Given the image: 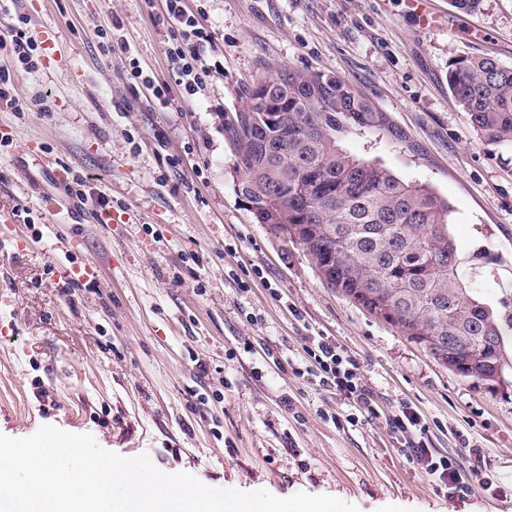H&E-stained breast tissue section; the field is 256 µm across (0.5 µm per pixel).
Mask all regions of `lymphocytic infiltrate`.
<instances>
[{"mask_svg": "<svg viewBox=\"0 0 512 512\" xmlns=\"http://www.w3.org/2000/svg\"><path fill=\"white\" fill-rule=\"evenodd\" d=\"M164 4L170 21L166 47L169 79L158 84L151 81L146 84L151 92V102L161 111L169 107L171 91H178L183 99H194L204 91L209 74L224 69L223 62L210 63L206 60L212 34L201 22L199 14L187 7L186 0H164ZM28 24L27 16H16L6 36L0 38V50L8 51L24 69L32 70L38 65L41 46L30 35ZM306 354L305 361L295 367V375L334 389L337 395L347 399L352 411L346 415V423L367 425L376 419L373 392L356 362L340 346L318 336L312 338ZM385 424L398 444V454L414 468L423 471L443 497L465 499L499 491L500 485L496 480L473 479L462 468L460 457L443 455L429 448V425L408 402H399L394 412L386 417Z\"/></svg>", "mask_w": 512, "mask_h": 512, "instance_id": "obj_1", "label": "lymphocytic infiltrate"}]
</instances>
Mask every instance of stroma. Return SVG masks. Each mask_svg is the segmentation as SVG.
<instances>
[{
	"label": "stroma",
	"mask_w": 512,
	"mask_h": 512,
	"mask_svg": "<svg viewBox=\"0 0 512 512\" xmlns=\"http://www.w3.org/2000/svg\"><path fill=\"white\" fill-rule=\"evenodd\" d=\"M187 5L204 9L224 70L161 112L130 66L168 80L163 0H0V33L24 14L49 45L37 70L15 72L21 111L0 109V433L50 424L213 488L330 495L359 512H512V367L506 386H475L328 287L302 247L256 223L227 129L268 75L340 78L406 134L412 150L386 146L383 161L448 199L465 280L512 311V150L473 129L447 83L464 54L512 66V0L472 15L432 0L427 30L405 0ZM113 27L125 51L102 50ZM76 177L88 201L71 213L57 186ZM309 336L357 362L379 420L328 421L350 407L294 374ZM401 401L438 453L457 455L462 434L482 448L503 492L438 496L385 428Z\"/></svg>",
	"instance_id": "obj_1"
}]
</instances>
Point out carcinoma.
I'll return each mask as SVG.
<instances>
[{
	"instance_id": "carcinoma-1",
	"label": "carcinoma",
	"mask_w": 512,
	"mask_h": 512,
	"mask_svg": "<svg viewBox=\"0 0 512 512\" xmlns=\"http://www.w3.org/2000/svg\"><path fill=\"white\" fill-rule=\"evenodd\" d=\"M448 88L476 131L512 149V66L461 56L448 68ZM249 95L229 132L254 219L308 225L297 243L316 263L332 253L328 285L371 313L394 312L404 334L438 338L445 361L453 342L466 378L485 385L484 372L505 366L512 318H500L462 280L448 200L344 147L354 135L413 149L404 134L335 77L279 72Z\"/></svg>"
}]
</instances>
